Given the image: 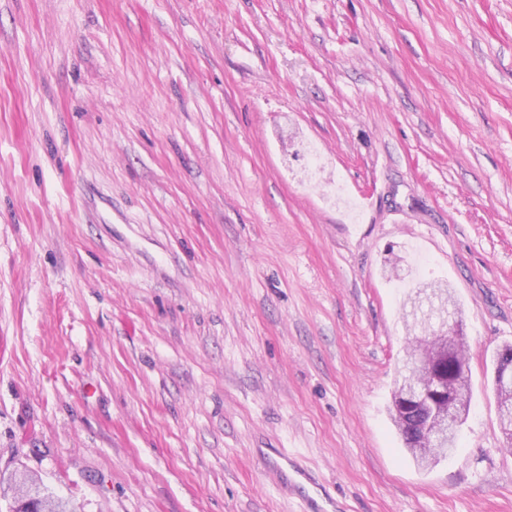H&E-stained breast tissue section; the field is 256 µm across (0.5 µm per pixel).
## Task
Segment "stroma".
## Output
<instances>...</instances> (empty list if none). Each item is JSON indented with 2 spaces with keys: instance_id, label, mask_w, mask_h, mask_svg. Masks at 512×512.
<instances>
[{
  "instance_id": "35a3bbf8",
  "label": "stroma",
  "mask_w": 512,
  "mask_h": 512,
  "mask_svg": "<svg viewBox=\"0 0 512 512\" xmlns=\"http://www.w3.org/2000/svg\"><path fill=\"white\" fill-rule=\"evenodd\" d=\"M425 283L472 403L389 407ZM512 0H0V471L83 512H512ZM467 410V397L464 392L458 391L434 423L430 419L421 426V436L429 448L445 446L453 437L457 420L464 416ZM267 468L281 483L288 478V484L305 504L308 512H340L339 502L318 482L313 472L296 458L280 448H269L265 455Z\"/></svg>"
}]
</instances>
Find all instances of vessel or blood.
<instances>
[{
  "label": "vessel or blood",
  "instance_id": "obj_1",
  "mask_svg": "<svg viewBox=\"0 0 512 512\" xmlns=\"http://www.w3.org/2000/svg\"><path fill=\"white\" fill-rule=\"evenodd\" d=\"M268 469L277 480L288 481L304 502L307 512H338L339 502L318 482L313 472L282 449L273 448L265 456Z\"/></svg>",
  "mask_w": 512,
  "mask_h": 512
}]
</instances>
